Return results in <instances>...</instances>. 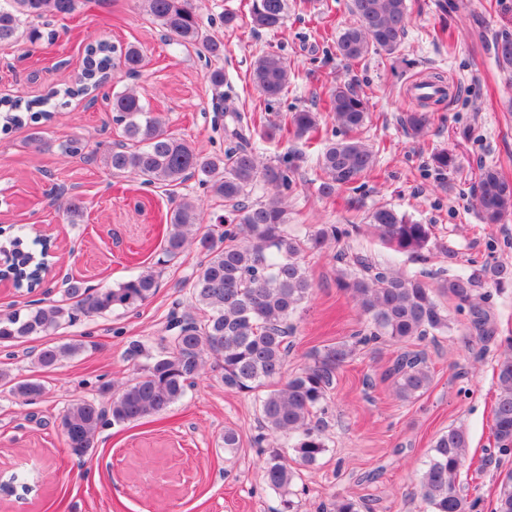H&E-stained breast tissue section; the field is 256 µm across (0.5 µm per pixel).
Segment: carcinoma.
<instances>
[{"instance_id": "obj_1", "label": "carcinoma", "mask_w": 512, "mask_h": 512, "mask_svg": "<svg viewBox=\"0 0 512 512\" xmlns=\"http://www.w3.org/2000/svg\"><path fill=\"white\" fill-rule=\"evenodd\" d=\"M80 0H0V46L22 41L35 44L45 37L41 20L70 17ZM147 11L165 37L177 46L195 47L214 58L224 55V43L203 28L198 0H145ZM290 7L289 0H251L250 23L255 29H279ZM357 23L336 38V55L356 61L370 53H396L405 36L406 0H351ZM500 65L512 66V38L495 42ZM120 61L131 72L143 63L134 45L115 50L106 42L90 43L75 85L63 89L74 98L88 95ZM291 70L274 53L260 55L253 63L252 79L266 101L278 99L288 88ZM437 85V97H421L423 110L406 112L402 127L413 138L429 130L432 108L449 97L442 76L423 79ZM0 119L6 125H20L19 100L0 102ZM115 121L123 126L124 141L112 149L107 164L117 174H133L146 184L179 186L191 178L216 198L224 201V227L199 234L200 209L187 197L172 202L156 264L163 266L177 258L187 245L195 243L203 259L184 281L188 288V310L172 312L167 329L170 336L157 353H150L140 341L130 343L131 358L145 357L146 363L132 379L107 383V402L95 399L72 403L63 411L60 424L70 455L82 459L92 452L100 430L107 425H124L156 417L177 404L188 387L200 378L206 358L222 362L221 381L236 392L257 397L259 428L254 444L262 457L266 486L280 497L277 512H296L292 487L300 474L278 450L277 441H292L296 462L316 464L326 451L322 429L312 423L336 381L338 370L358 350L389 342L399 346L386 378L392 380L393 394L401 402L413 403L430 389L434 374L422 350H410L415 341L437 342L450 336L455 320L438 300L442 295L456 303L465 314L464 327L471 336L489 343L497 334L491 311L492 292L512 280V269L502 264L472 262V267L451 277L443 271L407 273L374 261L351 248L336 252V284L346 291L362 317L361 327L345 340L311 356V362L285 377L294 331L292 319L308 298L312 283L303 261L307 250H322L331 244L348 242L356 225L324 224L299 236L288 231L286 198L293 191L294 161L288 152L277 164L263 160L264 143L288 129L303 139L318 129L317 113L309 110L286 112L269 120L264 115L246 116L227 106L224 126L231 146L222 155H206L169 131L149 104L131 89L112 93ZM330 112L341 138L329 141L318 166L319 196L333 197L369 174L376 164V152L362 137L369 120L364 96L351 83L336 86L330 95ZM266 199L251 200L257 189ZM478 217L497 224L512 214V182L494 167L483 166L475 193ZM71 220L83 215L84 203L70 197L60 205ZM373 232L399 253L423 256L431 228L418 224L406 214L381 205L369 214ZM11 273L16 287L31 286L48 262L46 256L18 251ZM158 279L153 269L143 270L114 288L93 291L79 281L69 282L66 295L72 303L46 304L0 314V344H13L50 336L63 325L115 310H128L148 302L156 293ZM87 343L75 340L45 344L29 353L32 365L51 369L84 350ZM0 381L10 385L11 394L32 402L45 392L38 378L16 381L0 372ZM493 438L496 452L512 454V342L497 362V396L493 410ZM468 436L461 426L438 435L425 461L418 491L430 512H483L484 499L461 493L459 476L467 462ZM494 512H512V471L500 479Z\"/></svg>"}]
</instances>
